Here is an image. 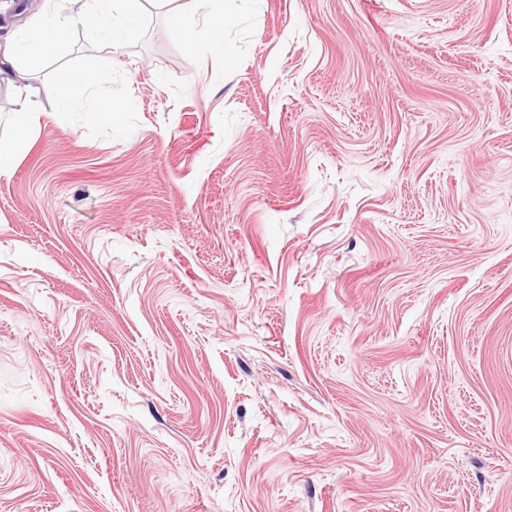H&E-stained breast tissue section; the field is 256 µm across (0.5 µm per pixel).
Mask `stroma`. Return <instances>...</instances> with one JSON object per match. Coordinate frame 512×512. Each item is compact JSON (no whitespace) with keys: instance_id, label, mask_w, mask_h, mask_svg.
<instances>
[{"instance_id":"obj_1","label":"stroma","mask_w":512,"mask_h":512,"mask_svg":"<svg viewBox=\"0 0 512 512\" xmlns=\"http://www.w3.org/2000/svg\"><path fill=\"white\" fill-rule=\"evenodd\" d=\"M223 4L0 86V512H512V0ZM204 2L207 1L187 0L180 9L170 12L171 19L187 45L205 54H214L223 51V42L213 40L199 41L193 25V18L199 9L202 8Z\"/></svg>"}]
</instances>
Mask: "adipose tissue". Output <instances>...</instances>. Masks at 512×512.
Masks as SVG:
<instances>
[{"label": "adipose tissue", "instance_id": "1", "mask_svg": "<svg viewBox=\"0 0 512 512\" xmlns=\"http://www.w3.org/2000/svg\"><path fill=\"white\" fill-rule=\"evenodd\" d=\"M66 17H48L18 29L0 46V85L12 87L17 96L16 129L25 132L28 118L38 112L42 99H50L62 111L92 98V84L78 73L65 74L58 82L34 87L26 82L24 62L41 56L53 42L65 40L76 24L87 26L96 39L120 52L135 17L136 0H77Z\"/></svg>", "mask_w": 512, "mask_h": 512}]
</instances>
